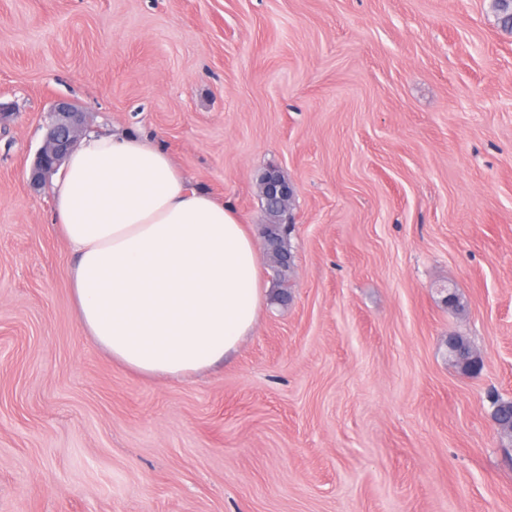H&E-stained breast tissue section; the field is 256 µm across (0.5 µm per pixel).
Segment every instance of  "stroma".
<instances>
[{"label": "stroma", "instance_id": "obj_1", "mask_svg": "<svg viewBox=\"0 0 512 512\" xmlns=\"http://www.w3.org/2000/svg\"><path fill=\"white\" fill-rule=\"evenodd\" d=\"M161 144L292 267L231 359L146 380L82 333L50 112ZM0 512H512V31L494 0H0ZM460 305L448 306V289ZM481 354L448 357L449 333ZM258 189L260 195L268 201H284L294 193L292 184L288 180H283L281 172L277 169L268 170ZM289 202V200L278 204L266 202V206L264 204L267 215L266 224L271 225L278 234L276 238L267 244V251L272 261L268 260L271 263V267L274 268L277 273H283L289 269L288 265L283 264L281 261V256L284 253L289 254V251L291 252L288 238L290 232L285 233L284 224H281L284 223L287 218ZM464 346L470 348L469 344L465 341V339L462 336H459L455 333H449L448 348L463 349ZM483 366L484 362L481 355L470 348V353L467 355V359L464 364V371L472 375V377H477L480 375Z\"/></svg>", "mask_w": 512, "mask_h": 512}]
</instances>
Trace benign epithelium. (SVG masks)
Listing matches in <instances>:
<instances>
[{"instance_id":"7a95c632","label":"benign epithelium","mask_w":512,"mask_h":512,"mask_svg":"<svg viewBox=\"0 0 512 512\" xmlns=\"http://www.w3.org/2000/svg\"><path fill=\"white\" fill-rule=\"evenodd\" d=\"M85 113L70 102H59L47 125L44 142L36 153L30 184L38 189L57 171L72 150L84 126ZM260 195L268 201H283L293 196L292 184L281 178L277 169L268 170L258 186Z\"/></svg>"}]
</instances>
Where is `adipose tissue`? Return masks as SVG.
Here are the masks:
<instances>
[{
    "instance_id": "1",
    "label": "adipose tissue",
    "mask_w": 512,
    "mask_h": 512,
    "mask_svg": "<svg viewBox=\"0 0 512 512\" xmlns=\"http://www.w3.org/2000/svg\"><path fill=\"white\" fill-rule=\"evenodd\" d=\"M53 192L80 327L114 361L181 378L255 329L265 303L259 244L157 143L89 135Z\"/></svg>"
}]
</instances>
